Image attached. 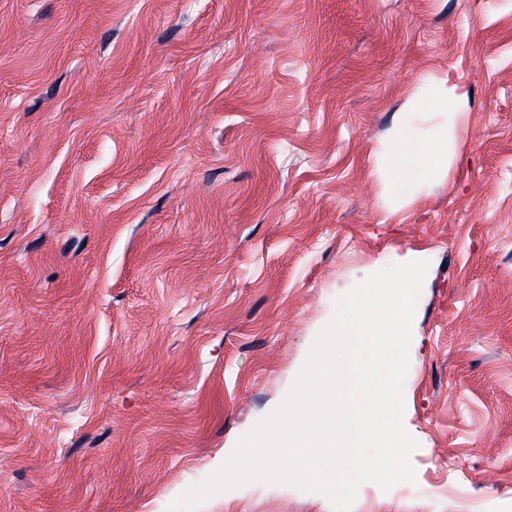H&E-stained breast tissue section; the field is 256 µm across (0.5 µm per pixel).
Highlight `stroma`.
I'll return each mask as SVG.
<instances>
[{
  "mask_svg": "<svg viewBox=\"0 0 512 512\" xmlns=\"http://www.w3.org/2000/svg\"><path fill=\"white\" fill-rule=\"evenodd\" d=\"M412 260L415 477L352 512H512V0H0V512H167ZM448 164V128L434 139H402L386 154V169L394 180L420 179Z\"/></svg>",
  "mask_w": 512,
  "mask_h": 512,
  "instance_id": "1",
  "label": "stroma"
}]
</instances>
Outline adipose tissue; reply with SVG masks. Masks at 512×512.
Returning <instances> with one entry per match:
<instances>
[{"instance_id":"1","label":"adipose tissue","mask_w":512,"mask_h":512,"mask_svg":"<svg viewBox=\"0 0 512 512\" xmlns=\"http://www.w3.org/2000/svg\"><path fill=\"white\" fill-rule=\"evenodd\" d=\"M448 163V136L401 140L386 154V169L394 180L420 179L440 171Z\"/></svg>"}]
</instances>
